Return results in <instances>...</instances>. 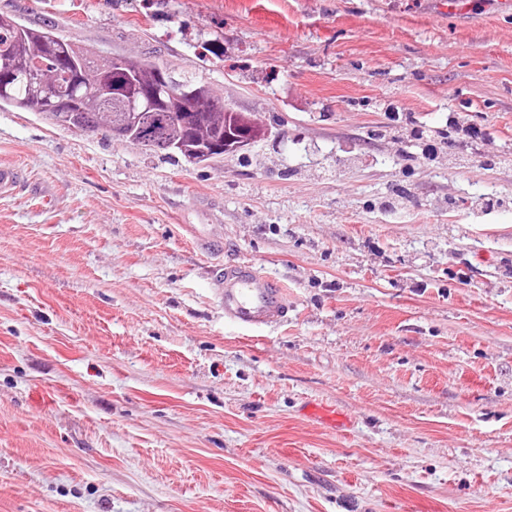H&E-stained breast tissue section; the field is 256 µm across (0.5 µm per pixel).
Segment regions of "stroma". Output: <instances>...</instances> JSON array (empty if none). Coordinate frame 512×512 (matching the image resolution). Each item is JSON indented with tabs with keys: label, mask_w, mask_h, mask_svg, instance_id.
Segmentation results:
<instances>
[{
	"label": "stroma",
	"mask_w": 512,
	"mask_h": 512,
	"mask_svg": "<svg viewBox=\"0 0 512 512\" xmlns=\"http://www.w3.org/2000/svg\"><path fill=\"white\" fill-rule=\"evenodd\" d=\"M0 14L168 65L265 130L194 167L0 112V167L21 172L0 194V512H512L498 0ZM465 126L472 158L439 139ZM243 259L286 287L287 321H225L214 269Z\"/></svg>",
	"instance_id": "stroma-1"
}]
</instances>
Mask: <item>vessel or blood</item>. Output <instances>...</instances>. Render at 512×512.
<instances>
[{
    "instance_id": "1",
    "label": "vessel or blood",
    "mask_w": 512,
    "mask_h": 512,
    "mask_svg": "<svg viewBox=\"0 0 512 512\" xmlns=\"http://www.w3.org/2000/svg\"><path fill=\"white\" fill-rule=\"evenodd\" d=\"M224 318L242 329L266 327L288 313L286 292L280 282L244 260L219 266Z\"/></svg>"
}]
</instances>
